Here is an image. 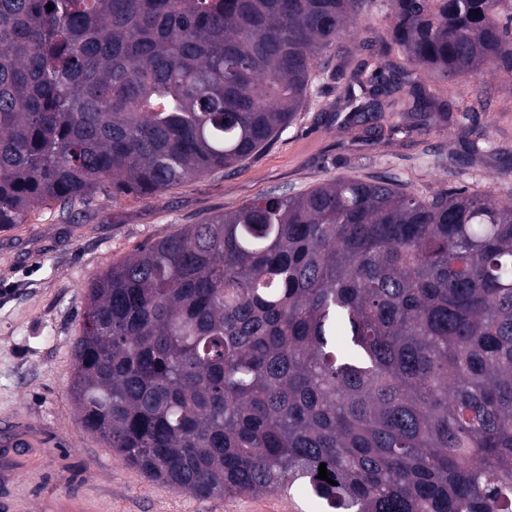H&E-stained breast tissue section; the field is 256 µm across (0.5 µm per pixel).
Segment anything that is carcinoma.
Returning a JSON list of instances; mask_svg holds the SVG:
<instances>
[{
	"label": "carcinoma",
	"instance_id": "obj_1",
	"mask_svg": "<svg viewBox=\"0 0 512 512\" xmlns=\"http://www.w3.org/2000/svg\"><path fill=\"white\" fill-rule=\"evenodd\" d=\"M503 3L387 0L397 69L368 0H0V229L232 168L316 74L371 70L369 101L336 97L353 124L397 96V122L439 132L421 72L512 75ZM73 351L79 426L162 488L512 512V201L385 179L271 192L92 281Z\"/></svg>",
	"mask_w": 512,
	"mask_h": 512
}]
</instances>
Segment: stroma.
<instances>
[{
	"label": "stroma",
	"instance_id": "obj_1",
	"mask_svg": "<svg viewBox=\"0 0 512 512\" xmlns=\"http://www.w3.org/2000/svg\"><path fill=\"white\" fill-rule=\"evenodd\" d=\"M450 108L487 99L466 124L486 127L503 150L478 159L449 125L423 135L375 132L333 112L335 89L313 94L266 149L242 164L168 187L160 196L100 197L63 220L57 206L0 231V420L27 419L42 447L21 458L4 489L10 512H43L51 495L78 493L92 512H326L306 494L198 498L156 486L99 437L81 430L70 394L73 343L88 283L147 242L277 191L295 194L338 177L390 178L425 197L465 185L512 200V77L458 80L438 87ZM456 164H449V156Z\"/></svg>",
	"mask_w": 512,
	"mask_h": 512
}]
</instances>
